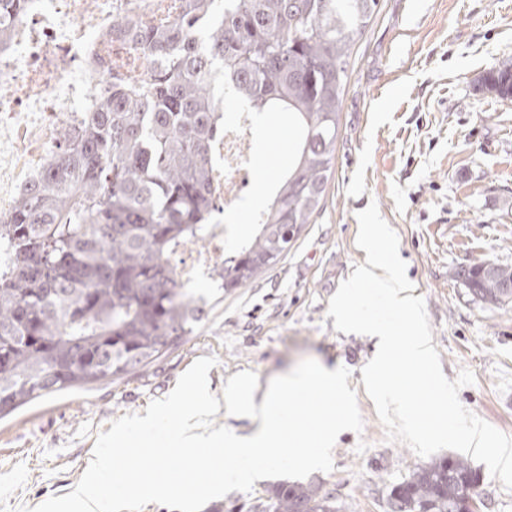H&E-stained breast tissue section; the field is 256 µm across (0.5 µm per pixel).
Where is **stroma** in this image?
Masks as SVG:
<instances>
[{
	"label": "stroma",
	"instance_id": "35a3bbf8",
	"mask_svg": "<svg viewBox=\"0 0 512 512\" xmlns=\"http://www.w3.org/2000/svg\"><path fill=\"white\" fill-rule=\"evenodd\" d=\"M512 67V0H379L354 46L340 106L334 173L312 223L280 261L246 287L223 294L207 275L194 286L209 304L193 334L115 382L58 393L0 419V512H19L70 493L89 465L96 437L117 418L144 413L201 357H214L209 390L254 371L259 391L312 358L346 367L363 420L342 432L332 471L313 472L340 512H391L390 489L425 458L389 441L365 391L362 369L376 352L369 336L335 330L329 300L364 261L356 215L376 203L399 238V254L425 301L442 371L471 370L462 405L512 436V300L488 303L459 272L478 261L512 265V99L485 88ZM287 115L258 117L248 130L250 169L279 176L293 143ZM268 200L248 188L217 221L237 241ZM477 512H512V490L475 463Z\"/></svg>",
	"mask_w": 512,
	"mask_h": 512
}]
</instances>
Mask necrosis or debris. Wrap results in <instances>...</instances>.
<instances>
[{
	"label": "necrosis or debris",
	"mask_w": 512,
	"mask_h": 512,
	"mask_svg": "<svg viewBox=\"0 0 512 512\" xmlns=\"http://www.w3.org/2000/svg\"><path fill=\"white\" fill-rule=\"evenodd\" d=\"M181 0H37L36 7L10 19V43L0 51V220L43 173L59 146V123L79 126L97 111L113 73L114 57L133 62L131 72L145 84L149 67L125 39L112 35V18L132 16L139 24L176 17ZM252 118L226 114L224 123L225 201L242 200L249 180L244 133ZM210 252L180 265L177 276L192 284L204 271L224 262L230 243L223 225H211Z\"/></svg>",
	"instance_id": "obj_1"
}]
</instances>
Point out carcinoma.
<instances>
[{
	"label": "carcinoma",
	"mask_w": 512,
	"mask_h": 512,
	"mask_svg": "<svg viewBox=\"0 0 512 512\" xmlns=\"http://www.w3.org/2000/svg\"><path fill=\"white\" fill-rule=\"evenodd\" d=\"M379 0H184L159 28L112 19L146 55L151 81L114 75L79 129L63 126L45 174L0 224V418L63 390L118 380L193 332L205 295L177 281L170 258L207 239L220 209L215 156L223 100L241 111L286 112L288 170L256 211V234L213 269L217 290L246 287L312 223L333 173L350 49ZM32 0H0L17 16ZM512 96V68L487 78ZM470 266L472 293L504 301ZM479 473L448 456L390 490L392 512H462ZM248 512H339L315 482H280Z\"/></svg>",
	"instance_id": "1"
}]
</instances>
